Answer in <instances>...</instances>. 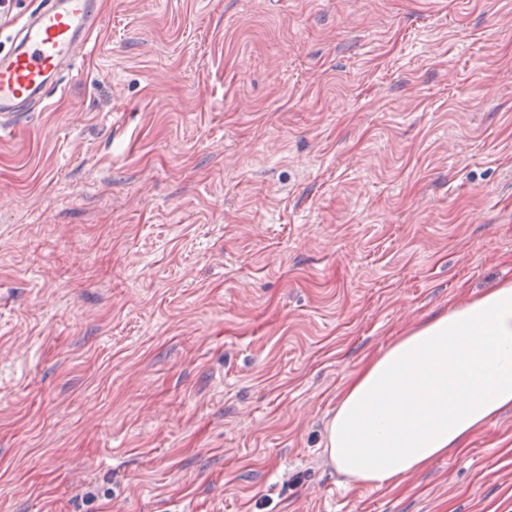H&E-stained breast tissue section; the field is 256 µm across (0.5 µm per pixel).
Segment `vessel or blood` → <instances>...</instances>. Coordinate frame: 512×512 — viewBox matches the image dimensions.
I'll return each mask as SVG.
<instances>
[{
    "instance_id": "obj_1",
    "label": "vessel or blood",
    "mask_w": 512,
    "mask_h": 512,
    "mask_svg": "<svg viewBox=\"0 0 512 512\" xmlns=\"http://www.w3.org/2000/svg\"><path fill=\"white\" fill-rule=\"evenodd\" d=\"M104 23L101 0H49L22 20L11 50L0 54V132L6 119L45 107L62 75H76L77 59Z\"/></svg>"
}]
</instances>
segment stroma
I'll return each mask as SVG.
<instances>
[{"label":"stroma","mask_w":512,"mask_h":512,"mask_svg":"<svg viewBox=\"0 0 512 512\" xmlns=\"http://www.w3.org/2000/svg\"><path fill=\"white\" fill-rule=\"evenodd\" d=\"M0 138V512H512V408L399 485L344 378L512 282V0H102Z\"/></svg>","instance_id":"obj_1"}]
</instances>
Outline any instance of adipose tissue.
Here are the masks:
<instances>
[{
  "instance_id": "1",
  "label": "adipose tissue",
  "mask_w": 512,
  "mask_h": 512,
  "mask_svg": "<svg viewBox=\"0 0 512 512\" xmlns=\"http://www.w3.org/2000/svg\"><path fill=\"white\" fill-rule=\"evenodd\" d=\"M512 407V284L397 337L344 384L327 429L336 469L399 484Z\"/></svg>"
}]
</instances>
